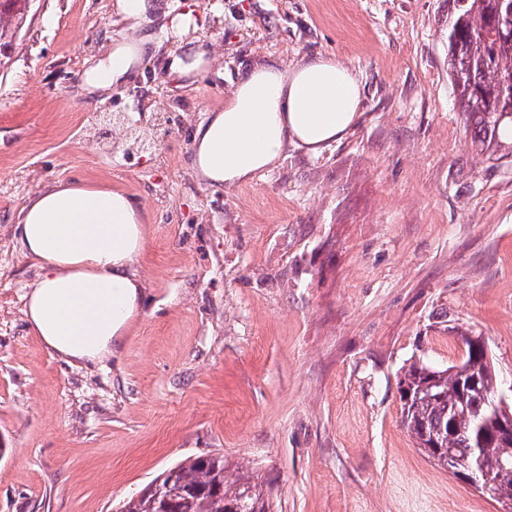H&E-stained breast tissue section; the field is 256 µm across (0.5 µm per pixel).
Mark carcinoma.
<instances>
[{
	"label": "carcinoma",
	"instance_id": "carcinoma-1",
	"mask_svg": "<svg viewBox=\"0 0 512 512\" xmlns=\"http://www.w3.org/2000/svg\"><path fill=\"white\" fill-rule=\"evenodd\" d=\"M31 0H0V53L10 48ZM448 75L472 143L508 145L512 153V36L506 26L512 0H449ZM463 361L444 369L413 362L398 382L402 423L416 441H436L512 489V442L495 438L492 407L500 396L496 369L480 336H463ZM117 512H275L260 477L234 471L222 455L188 457L163 471Z\"/></svg>",
	"mask_w": 512,
	"mask_h": 512
}]
</instances>
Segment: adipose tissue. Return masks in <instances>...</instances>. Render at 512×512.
<instances>
[{
  "instance_id": "obj_1",
  "label": "adipose tissue",
  "mask_w": 512,
  "mask_h": 512,
  "mask_svg": "<svg viewBox=\"0 0 512 512\" xmlns=\"http://www.w3.org/2000/svg\"><path fill=\"white\" fill-rule=\"evenodd\" d=\"M117 17L137 30L114 40L87 75L89 94L133 77L136 63L159 46L144 24L170 13L168 0H115ZM361 82L331 56L292 67L255 64L238 80L223 110L197 125L191 166L210 186L239 185L278 165L289 146L318 153L353 127ZM37 268L25 316L45 346L73 363L116 356L143 313L145 285L137 271L146 245L141 203L108 186L58 181L42 188L12 226Z\"/></svg>"
}]
</instances>
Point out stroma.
<instances>
[{
	"label": "stroma",
	"mask_w": 512,
	"mask_h": 512,
	"mask_svg": "<svg viewBox=\"0 0 512 512\" xmlns=\"http://www.w3.org/2000/svg\"><path fill=\"white\" fill-rule=\"evenodd\" d=\"M114 0H32L0 69V512H115L166 468L218 454L278 512H500L416 448L397 382L484 337L512 381V156L471 144L448 78V0H170L181 39L86 103L83 75L124 37ZM202 41L213 63L172 75ZM332 55L362 81L359 118L319 154L289 148L244 185L190 166L195 127L247 66ZM149 93L144 126L182 123L127 160L99 119ZM134 195L148 230L144 315L116 357L51 353L11 235L56 181Z\"/></svg>",
	"instance_id": "1"
}]
</instances>
